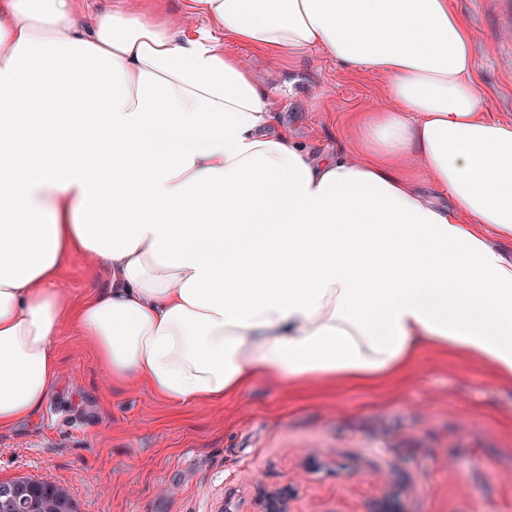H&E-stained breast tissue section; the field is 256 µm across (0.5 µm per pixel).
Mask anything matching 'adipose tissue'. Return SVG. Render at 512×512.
I'll list each match as a JSON object with an SVG mask.
<instances>
[{
  "label": "adipose tissue",
  "instance_id": "adipose-tissue-1",
  "mask_svg": "<svg viewBox=\"0 0 512 512\" xmlns=\"http://www.w3.org/2000/svg\"><path fill=\"white\" fill-rule=\"evenodd\" d=\"M195 17L209 30L188 34ZM236 44L320 51L378 77L379 102L343 152L312 154L275 129ZM62 69L109 89L48 125L16 92L30 72L53 91ZM476 81L449 0H183L177 19L162 0H0V429L38 414L67 324L106 378L173 405L260 379L372 384L423 349L512 381V256L493 241L512 238V122ZM210 187L224 204L204 211ZM79 254L111 288H62Z\"/></svg>",
  "mask_w": 512,
  "mask_h": 512
}]
</instances>
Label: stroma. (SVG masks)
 I'll use <instances>...</instances> for the list:
<instances>
[{
    "mask_svg": "<svg viewBox=\"0 0 512 512\" xmlns=\"http://www.w3.org/2000/svg\"><path fill=\"white\" fill-rule=\"evenodd\" d=\"M474 35L478 91L512 120V27L496 0H450ZM274 94L277 122L313 153L346 144L352 113L380 81L317 51L276 60L239 45ZM110 283L92 259L61 277L75 295ZM59 372L37 417L0 430V483L53 482L78 512H263L288 489L290 512H512V383L454 352L425 350L373 386L295 390L260 381L223 404L171 406L143 385L110 382L64 327Z\"/></svg>",
    "mask_w": 512,
    "mask_h": 512,
    "instance_id": "1",
    "label": "stroma"
}]
</instances>
